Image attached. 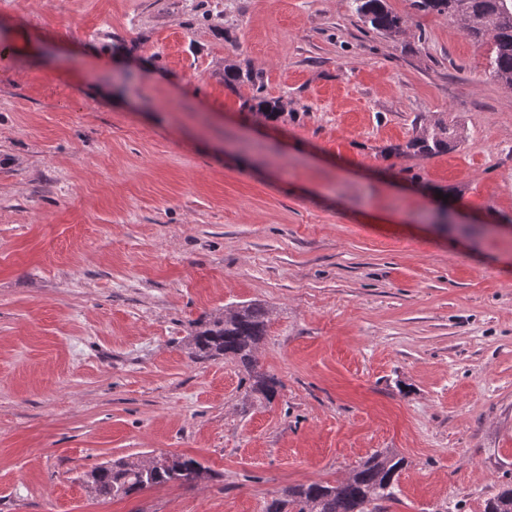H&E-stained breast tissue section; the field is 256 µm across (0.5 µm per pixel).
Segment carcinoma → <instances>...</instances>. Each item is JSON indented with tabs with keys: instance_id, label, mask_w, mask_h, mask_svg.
Masks as SVG:
<instances>
[{
	"instance_id": "obj_1",
	"label": "carcinoma",
	"mask_w": 512,
	"mask_h": 512,
	"mask_svg": "<svg viewBox=\"0 0 512 512\" xmlns=\"http://www.w3.org/2000/svg\"><path fill=\"white\" fill-rule=\"evenodd\" d=\"M359 19L371 29L398 39L408 30V16L391 10L387 0H351ZM417 12L435 13L461 24L472 42L488 46L489 76L512 87V0H410ZM224 85L238 92L242 106L267 120L283 113L282 101L266 93L263 74L233 62L224 65ZM464 129L450 120H437L415 128L403 144L391 148L396 155L434 157L459 146ZM270 311L262 303L249 302L224 309L201 319L188 341L189 357L194 360L229 358L238 362L252 380V391L270 401L278 393L279 382L256 370L255 353L264 343ZM405 458L390 450L376 452L361 462L354 473L334 484L311 482L285 489L272 499L266 512H384L383 503L396 499V489ZM88 487L104 499L130 497L141 491L170 482L190 483L206 477L203 466L194 458L169 455L150 469L142 462L117 460L91 470ZM484 512H512V482L502 484L488 500Z\"/></svg>"
}]
</instances>
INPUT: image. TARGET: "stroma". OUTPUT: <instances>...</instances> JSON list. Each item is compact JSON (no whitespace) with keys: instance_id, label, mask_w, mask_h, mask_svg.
I'll use <instances>...</instances> for the list:
<instances>
[{"instance_id":"stroma-1","label":"stroma","mask_w":512,"mask_h":512,"mask_svg":"<svg viewBox=\"0 0 512 512\" xmlns=\"http://www.w3.org/2000/svg\"><path fill=\"white\" fill-rule=\"evenodd\" d=\"M410 16L392 40L349 0H0V512H265L384 448L385 512H484L512 480V89ZM437 116L456 150L391 153ZM251 300L270 402L185 349ZM161 452L208 479L88 492ZM224 85L236 92L246 87L247 93L239 94L241 105L267 120H277L283 113L282 101L268 97L262 72L242 68L237 62L227 63L224 65Z\"/></svg>"}]
</instances>
